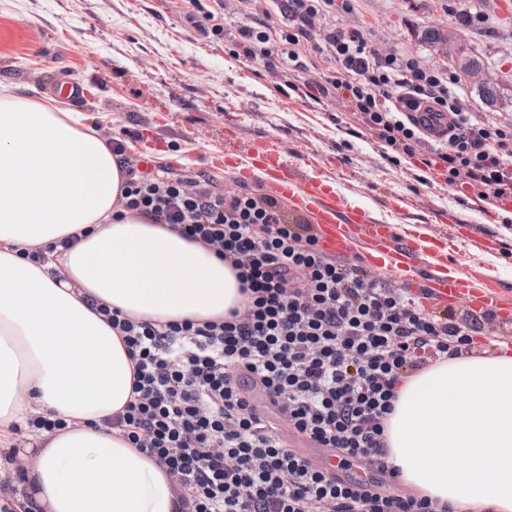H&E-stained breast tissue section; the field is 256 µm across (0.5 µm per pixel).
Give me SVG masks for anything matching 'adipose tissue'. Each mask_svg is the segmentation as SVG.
Instances as JSON below:
<instances>
[{"label":"adipose tissue","instance_id":"obj_1","mask_svg":"<svg viewBox=\"0 0 512 512\" xmlns=\"http://www.w3.org/2000/svg\"><path fill=\"white\" fill-rule=\"evenodd\" d=\"M124 182L86 116L0 89V449L27 415L65 423L26 445L19 512H175L174 476L105 423L131 399L135 362L94 306L215 320L239 284L169 225L115 217ZM396 391L386 460L400 483L452 512H512V350L438 363Z\"/></svg>","mask_w":512,"mask_h":512}]
</instances>
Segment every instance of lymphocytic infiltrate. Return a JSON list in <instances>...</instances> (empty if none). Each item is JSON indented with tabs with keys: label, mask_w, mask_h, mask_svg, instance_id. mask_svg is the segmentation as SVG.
<instances>
[{
	"label": "lymphocytic infiltrate",
	"mask_w": 512,
	"mask_h": 512,
	"mask_svg": "<svg viewBox=\"0 0 512 512\" xmlns=\"http://www.w3.org/2000/svg\"><path fill=\"white\" fill-rule=\"evenodd\" d=\"M289 21L240 31L246 58L287 76L302 54L329 52V85L377 139L385 160L423 145L409 109L453 114L442 148L448 184L470 199L512 198V124L473 119L446 71L410 55L381 54L360 27L339 26L334 0H280ZM127 179L120 211H136L202 243L236 274L244 301L225 318L157 324L100 307L135 360L133 400L108 421L179 479L181 512H448L420 495L345 479L293 448L302 439L380 472L395 386L437 361L469 354L482 321L429 312L426 288L385 278L325 253L306 218L277 198L220 191L202 173L160 175L112 143ZM264 404H256L253 390Z\"/></svg>",
	"instance_id": "obj_1"
}]
</instances>
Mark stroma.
<instances>
[{
	"mask_svg": "<svg viewBox=\"0 0 512 512\" xmlns=\"http://www.w3.org/2000/svg\"><path fill=\"white\" fill-rule=\"evenodd\" d=\"M345 2L335 0L337 23L363 26L382 53L458 72L457 93L474 116L486 110L480 88L497 85L500 118L512 120V15L502 13L501 0H357L351 13ZM198 3L222 10L223 39L205 38L187 23L184 0H0V85L45 97V74L58 72L85 92L81 104L63 101L65 111L94 117L103 137L121 140L129 156L148 157L151 170L202 172L222 189L240 186L225 153L275 144L294 164L330 179L347 203L397 231L438 233L450 218L467 224L469 234L448 250L451 266L512 291V210L488 216L462 204L438 170L426 169L430 146L398 165L383 159L341 98L321 95L320 85L338 68L330 54L302 56L285 78L236 57L242 27L284 25L276 0ZM458 10L472 13V27L457 24ZM429 29L441 42L423 41ZM472 57L482 62L475 77L461 70ZM424 175L432 186L420 184ZM474 235L496 243V251L474 250Z\"/></svg>",
	"mask_w": 512,
	"mask_h": 512,
	"instance_id": "obj_1",
	"label": "stroma"
}]
</instances>
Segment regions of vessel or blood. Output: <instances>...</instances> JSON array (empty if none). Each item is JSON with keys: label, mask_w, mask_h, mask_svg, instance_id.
<instances>
[{"label": "vessel or blood", "mask_w": 512, "mask_h": 512, "mask_svg": "<svg viewBox=\"0 0 512 512\" xmlns=\"http://www.w3.org/2000/svg\"><path fill=\"white\" fill-rule=\"evenodd\" d=\"M414 115L431 140L446 138L447 120L436 119L424 107ZM238 162L257 171L291 210L308 218L325 252L355 255L368 266L382 267L407 279L424 276L430 298L436 302L466 301L494 312L512 308V297L501 295L494 281L449 268L447 244L459 235L458 224L449 223L444 236L426 232L401 235L393 225L379 223L369 210L344 203L325 180L305 174L273 146L252 144L240 152Z\"/></svg>", "instance_id": "vessel-or-blood-1"}]
</instances>
